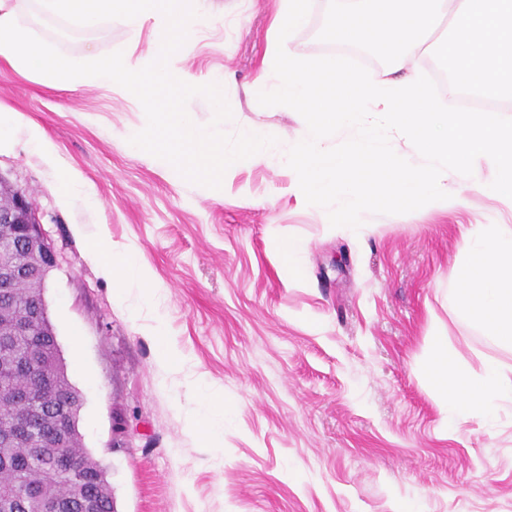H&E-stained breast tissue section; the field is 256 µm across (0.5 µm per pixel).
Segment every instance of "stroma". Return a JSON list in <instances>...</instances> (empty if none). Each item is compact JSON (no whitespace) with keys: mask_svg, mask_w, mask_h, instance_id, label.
Segmentation results:
<instances>
[{"mask_svg":"<svg viewBox=\"0 0 512 512\" xmlns=\"http://www.w3.org/2000/svg\"><path fill=\"white\" fill-rule=\"evenodd\" d=\"M234 18L188 46L184 64L223 85L227 132L274 131L281 148L302 140V117L259 105L254 92L278 0H201ZM328 0H313L294 36L303 56H347L373 79L389 71L350 45L318 35ZM25 26L72 55L153 48L151 28L130 46L114 20L95 30L35 15ZM0 106L20 113L0 176L28 191L60 254L45 298L69 380L84 405L83 442L105 466L117 512H512V403L445 427L423 370L432 337L479 370L482 357L512 377V349L448 306L471 224H511L512 210L451 174L467 206L426 205L364 214L359 229L330 227L302 200L278 159L226 172L222 187L189 184L130 148L145 122L138 105L105 86L71 90L0 59ZM38 124L94 197H63L61 172L28 144ZM305 240L300 275L282 250ZM104 240L133 253L157 287L118 291L93 254ZM162 326V337L153 329ZM181 356L172 366L162 349ZM225 401L224 447L188 427L212 398Z\"/></svg>","mask_w":512,"mask_h":512,"instance_id":"1","label":"stroma"}]
</instances>
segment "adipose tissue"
Returning <instances> with one entry per match:
<instances>
[{
  "label": "adipose tissue",
  "instance_id": "adipose-tissue-1",
  "mask_svg": "<svg viewBox=\"0 0 512 512\" xmlns=\"http://www.w3.org/2000/svg\"><path fill=\"white\" fill-rule=\"evenodd\" d=\"M468 261L449 287L458 313L498 344L512 348V225H470L463 236ZM434 355L425 377L438 396L443 418L466 420L469 412L512 402V377L501 363L484 358L479 373H471L448 355L441 338H434Z\"/></svg>",
  "mask_w": 512,
  "mask_h": 512
}]
</instances>
